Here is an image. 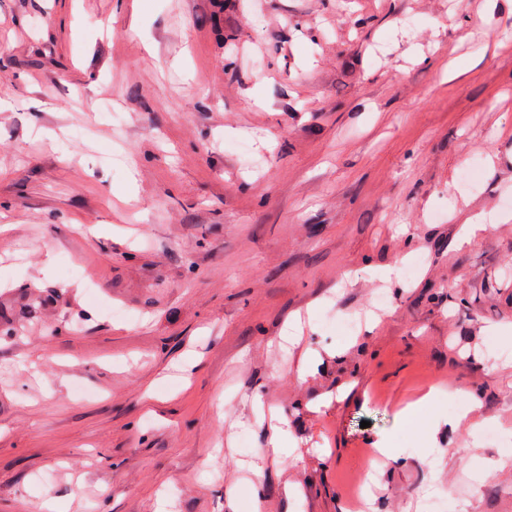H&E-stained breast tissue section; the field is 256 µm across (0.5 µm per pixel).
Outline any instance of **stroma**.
<instances>
[{
  "label": "stroma",
  "mask_w": 512,
  "mask_h": 512,
  "mask_svg": "<svg viewBox=\"0 0 512 512\" xmlns=\"http://www.w3.org/2000/svg\"><path fill=\"white\" fill-rule=\"evenodd\" d=\"M508 201L512 0H0V512H512Z\"/></svg>",
  "instance_id": "1"
}]
</instances>
